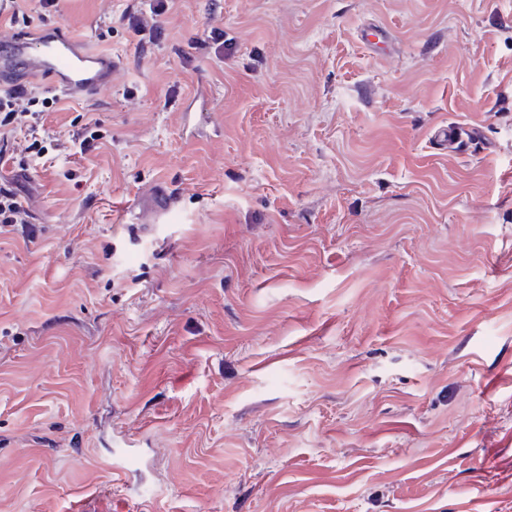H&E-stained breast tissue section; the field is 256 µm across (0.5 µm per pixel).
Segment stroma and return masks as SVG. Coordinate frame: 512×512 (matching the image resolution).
I'll return each instance as SVG.
<instances>
[{
    "mask_svg": "<svg viewBox=\"0 0 512 512\" xmlns=\"http://www.w3.org/2000/svg\"><path fill=\"white\" fill-rule=\"evenodd\" d=\"M17 5L120 72L0 166V512H512V0ZM126 6L124 20H128L132 32L139 36V43H154V33L160 28L158 21L155 19L164 15L169 9V0H151L150 10L154 17V22L151 25L143 22L141 15L142 0H128ZM148 35V36H147ZM464 128L456 123H448L436 128L432 141L449 147L462 148L469 141L464 138ZM25 210L13 189L0 185V224H23Z\"/></svg>",
    "mask_w": 512,
    "mask_h": 512,
    "instance_id": "35a3bbf8",
    "label": "stroma"
}]
</instances>
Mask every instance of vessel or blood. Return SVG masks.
I'll list each match as a JSON object with an SVG mask.
<instances>
[{
  "mask_svg": "<svg viewBox=\"0 0 512 512\" xmlns=\"http://www.w3.org/2000/svg\"><path fill=\"white\" fill-rule=\"evenodd\" d=\"M120 62L61 24L34 31L0 27V84H43L56 97L76 101L110 89ZM432 140L455 148L466 143L456 123L436 128Z\"/></svg>",
  "mask_w": 512,
  "mask_h": 512,
  "instance_id": "vessel-or-blood-1",
  "label": "vessel or blood"
}]
</instances>
